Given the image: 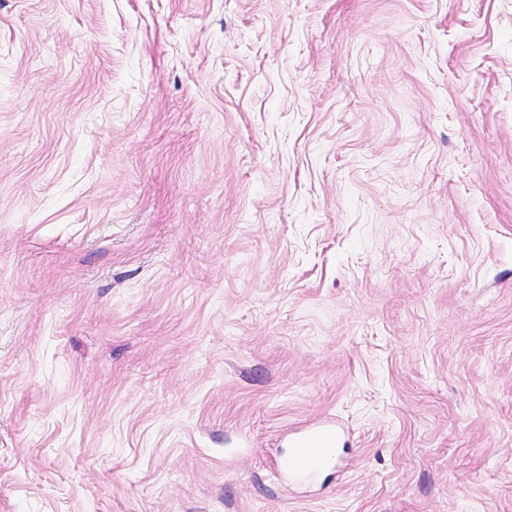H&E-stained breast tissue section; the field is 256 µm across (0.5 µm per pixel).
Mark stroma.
<instances>
[{
  "mask_svg": "<svg viewBox=\"0 0 512 512\" xmlns=\"http://www.w3.org/2000/svg\"><path fill=\"white\" fill-rule=\"evenodd\" d=\"M0 512H512V0H0ZM306 433L291 442L285 466L298 477L312 476L327 462L336 459V449L340 443L336 430L326 423H315L308 427ZM299 454V455H298ZM298 455L297 465L290 463Z\"/></svg>",
  "mask_w": 512,
  "mask_h": 512,
  "instance_id": "obj_1",
  "label": "stroma"
}]
</instances>
